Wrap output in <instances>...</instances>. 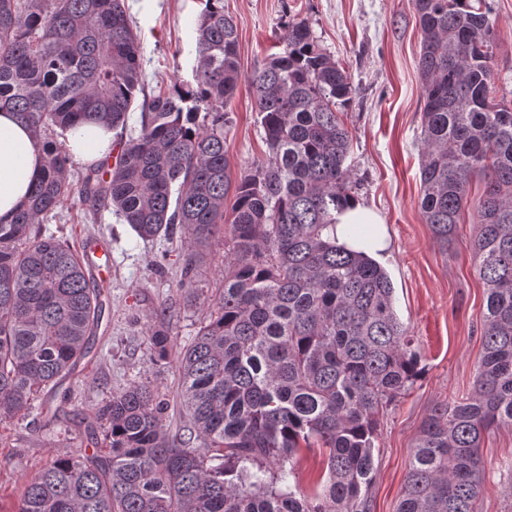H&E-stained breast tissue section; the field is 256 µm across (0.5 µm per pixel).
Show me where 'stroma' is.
Here are the masks:
<instances>
[{
    "label": "stroma",
    "mask_w": 512,
    "mask_h": 512,
    "mask_svg": "<svg viewBox=\"0 0 512 512\" xmlns=\"http://www.w3.org/2000/svg\"><path fill=\"white\" fill-rule=\"evenodd\" d=\"M495 31V99L512 104V0H486ZM143 51L145 95L191 81L199 0H127ZM238 28L241 76L224 130L232 177L264 157V130L254 110L252 76L279 50L281 25L306 20L320 47L350 74L355 93L340 118L352 137L360 180L357 200L379 216L384 246L374 259L394 286V307L419 355L421 377L381 415L370 512H396L412 450L431 408L466 397L482 353L486 294L469 243L477 217L465 210L456 240L432 241L420 208L423 88L418 70L421 31L412 0H224ZM43 234L81 246L88 237L112 251L110 292L93 335V349L65 382L72 400L36 402L28 415L0 424V505L13 508L27 480L56 454L80 457L96 446L84 410L132 383L165 398L168 434L181 433L177 353L188 345L215 300L224 269L216 239L199 268L195 300L179 291L186 240L144 241L111 208L64 202L44 218ZM163 322L172 356L154 361L148 331ZM483 492L478 512H512V428L486 433L481 443Z\"/></svg>",
    "instance_id": "obj_1"
}]
</instances>
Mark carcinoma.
<instances>
[{"mask_svg":"<svg viewBox=\"0 0 512 512\" xmlns=\"http://www.w3.org/2000/svg\"><path fill=\"white\" fill-rule=\"evenodd\" d=\"M484 2L414 0L419 206L445 249L465 207L476 213L470 249L486 312L472 392L422 422L397 512H477L483 436L512 428V108L492 97ZM282 30V52L252 78L267 153L237 180L224 128L240 78L238 28L223 0H205L194 85L143 100L115 167L87 168L77 187L57 131L79 122L125 131L143 92L126 0H0V108L17 113L45 154L29 198L0 223V423L56 394L90 353L101 317L103 285L40 227L64 199L113 208L146 241L180 231L203 247L230 237L213 309L180 352L186 433L169 435L168 403L133 383L90 409L106 447L55 456L13 512H367L379 415L418 378V356L386 270L335 235L357 187L339 117L355 92L350 75L306 21ZM476 172L486 186L471 199ZM202 261L190 255L177 288L194 292ZM150 346L168 358L162 326ZM314 446L328 454L307 492L295 458Z\"/></svg>","mask_w":512,"mask_h":512,"instance_id":"1","label":"carcinoma"}]
</instances>
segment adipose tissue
<instances>
[{"label": "adipose tissue", "instance_id": "adipose-tissue-1", "mask_svg": "<svg viewBox=\"0 0 512 512\" xmlns=\"http://www.w3.org/2000/svg\"><path fill=\"white\" fill-rule=\"evenodd\" d=\"M64 142L75 162L102 158L112 148V133L96 124H83L66 130ZM44 154L36 145L28 126L9 110H0V222L10 223L19 206L27 199L32 186L42 173ZM377 216L354 206L336 216V237L339 243L362 249L360 240L347 235L349 224H367L371 231V248L383 245L384 232Z\"/></svg>", "mask_w": 512, "mask_h": 512}]
</instances>
